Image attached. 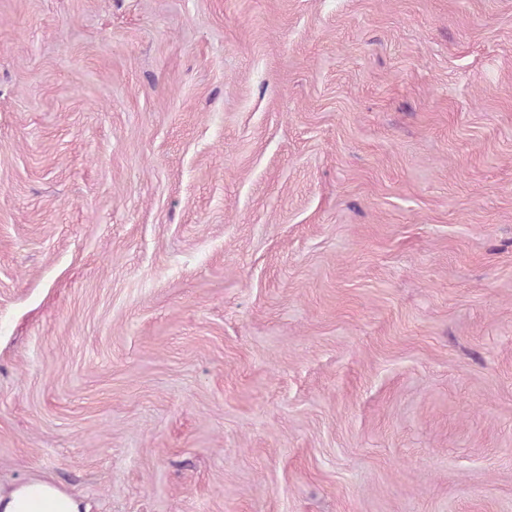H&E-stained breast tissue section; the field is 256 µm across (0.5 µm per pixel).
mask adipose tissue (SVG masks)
I'll return each instance as SVG.
<instances>
[{
  "instance_id": "ef3b65f1",
  "label": "adipose tissue",
  "mask_w": 512,
  "mask_h": 512,
  "mask_svg": "<svg viewBox=\"0 0 512 512\" xmlns=\"http://www.w3.org/2000/svg\"><path fill=\"white\" fill-rule=\"evenodd\" d=\"M0 512H89V506L51 480L31 478L0 486Z\"/></svg>"
}]
</instances>
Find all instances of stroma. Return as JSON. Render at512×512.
I'll return each instance as SVG.
<instances>
[{
    "mask_svg": "<svg viewBox=\"0 0 512 512\" xmlns=\"http://www.w3.org/2000/svg\"><path fill=\"white\" fill-rule=\"evenodd\" d=\"M90 512H512V0H0V482Z\"/></svg>",
    "mask_w": 512,
    "mask_h": 512,
    "instance_id": "obj_1",
    "label": "stroma"
}]
</instances>
